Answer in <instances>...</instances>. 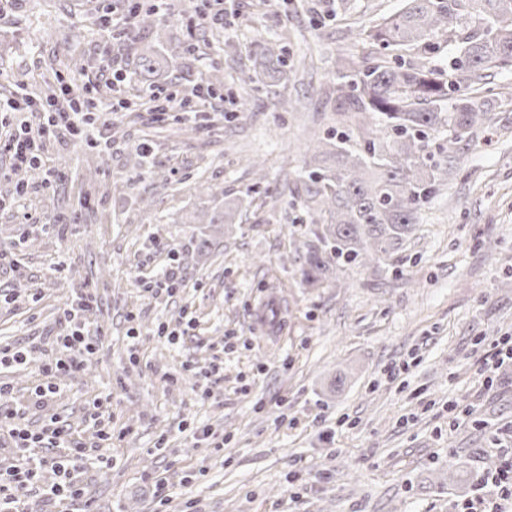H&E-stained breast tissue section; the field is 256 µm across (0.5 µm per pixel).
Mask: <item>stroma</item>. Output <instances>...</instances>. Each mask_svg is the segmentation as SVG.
<instances>
[{
	"label": "stroma",
	"mask_w": 512,
	"mask_h": 512,
	"mask_svg": "<svg viewBox=\"0 0 512 512\" xmlns=\"http://www.w3.org/2000/svg\"><path fill=\"white\" fill-rule=\"evenodd\" d=\"M206 5L177 0L165 17L158 89L187 97L214 83L221 95L157 122L110 108L141 88L132 47L114 48L94 24L112 0H15L0 14V95H46L54 55L80 60L60 70L62 84L81 86L111 56L126 75L91 92L92 121L112 129L108 168L97 167L99 148L61 139L46 154L63 184L37 178L16 207V176L0 180V341L39 347L0 369V384L26 404L22 426L53 415L88 443L92 401L110 395L116 464L77 475L89 512H453L512 445V371L484 367L512 336V74L489 84L490 126L461 142L457 173L399 257L303 288L291 188L309 132L336 127L323 92L337 58L362 48L343 23L317 22L318 0H229L211 32L195 25ZM76 26L81 43L64 48L60 35ZM266 38L286 46L288 77L244 92L236 76ZM185 126L195 134L180 135ZM244 194L239 223H225V201ZM205 234L217 243L208 253ZM170 271L174 295L139 284ZM84 291L95 296L86 324L96 351L85 370L59 375L49 408L29 406L69 328L64 310ZM272 291L274 325L261 307ZM189 320L176 342L158 333ZM199 426L211 439L193 438ZM458 471L463 480H450Z\"/></svg>",
	"instance_id": "obj_1"
}]
</instances>
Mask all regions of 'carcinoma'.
I'll return each mask as SVG.
<instances>
[{
  "label": "carcinoma",
  "mask_w": 512,
  "mask_h": 512,
  "mask_svg": "<svg viewBox=\"0 0 512 512\" xmlns=\"http://www.w3.org/2000/svg\"><path fill=\"white\" fill-rule=\"evenodd\" d=\"M400 10L370 24L352 21L355 0H328L322 17L374 53L337 65L327 101L345 131L318 137L293 194L310 222L295 250L300 282L320 287L349 268L389 265L420 220L422 204L460 162L458 144L491 123L481 99L495 75L512 73V0H402ZM448 67L432 65L441 43ZM142 80L155 84L160 65L152 46L135 43ZM258 67L245 84L286 76L287 49L268 39L252 51ZM448 129V145L429 143Z\"/></svg>",
  "instance_id": "obj_1"
}]
</instances>
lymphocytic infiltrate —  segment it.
Here are the masks:
<instances>
[{
	"mask_svg": "<svg viewBox=\"0 0 512 512\" xmlns=\"http://www.w3.org/2000/svg\"><path fill=\"white\" fill-rule=\"evenodd\" d=\"M61 102L49 103L31 97L24 90H17L9 97L0 98V152L9 157L8 169L0 168V179L7 170L38 166L43 162L41 140L50 135L81 138L84 119L89 109L87 97L71 98L69 87L60 90ZM93 301L91 293H82L75 308L68 316L72 322L69 333L59 337L61 358L45 369V379L34 390L31 402L41 407L47 405L57 389L58 374L83 370L94 353V334L85 326L80 312ZM12 393L0 385V432H6L12 447L21 449L19 463L9 470L0 471V512H23L27 494L37 485L39 472L44 465H52L59 473L55 484L43 490L46 498L78 501L82 490L72 477L77 468L103 461L102 442L111 440L106 426L110 419L109 397L93 401L91 420L98 440L85 443L76 440L58 421H50L40 431L34 432L16 423V410L11 409ZM483 487H493L492 502L466 501L457 504L455 512H505L512 505V457L504 460L495 473L478 475Z\"/></svg>",
	"mask_w": 512,
	"mask_h": 512,
	"instance_id": "lymphocytic-infiltrate-1",
	"label": "lymphocytic infiltrate"
}]
</instances>
